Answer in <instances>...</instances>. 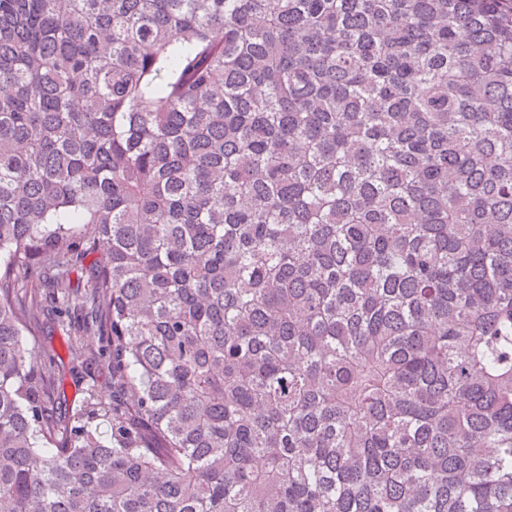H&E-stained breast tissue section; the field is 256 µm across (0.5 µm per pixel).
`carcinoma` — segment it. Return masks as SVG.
<instances>
[{
	"label": "carcinoma",
	"instance_id": "cac0c4a2",
	"mask_svg": "<svg viewBox=\"0 0 512 512\" xmlns=\"http://www.w3.org/2000/svg\"><path fill=\"white\" fill-rule=\"evenodd\" d=\"M0 512H512V0H0ZM44 324V336L38 337V344L43 354L55 357L60 369V376L63 378V391L61 394L60 404L58 405L62 412L71 411L79 404L84 395L85 378H81L84 374L80 373L81 368L78 367L73 371V364L66 350V334L58 326L56 317L53 314L45 315L42 318ZM79 371V372H77Z\"/></svg>",
	"mask_w": 512,
	"mask_h": 512
}]
</instances>
